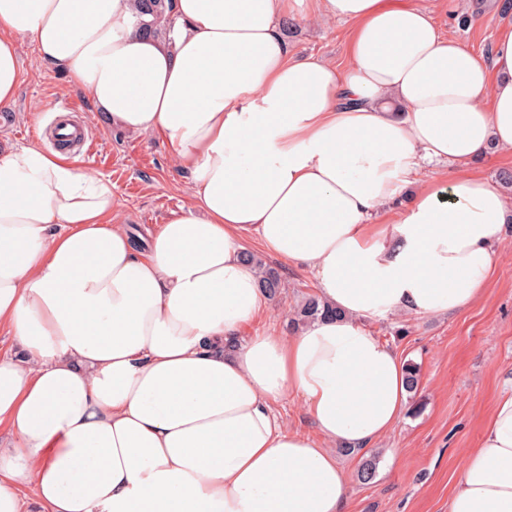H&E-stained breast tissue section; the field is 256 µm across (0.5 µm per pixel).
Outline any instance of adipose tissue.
Instances as JSON below:
<instances>
[{
  "label": "adipose tissue",
  "mask_w": 512,
  "mask_h": 512,
  "mask_svg": "<svg viewBox=\"0 0 512 512\" xmlns=\"http://www.w3.org/2000/svg\"><path fill=\"white\" fill-rule=\"evenodd\" d=\"M458 0H174L169 39L133 0H0V107L18 36L128 131L157 136L190 202L138 245L112 186L55 151L0 153V512H343L330 451L386 436L398 354L360 324L460 311L496 269L504 194L417 181L512 148V21L491 58L438 24ZM350 26L344 64L290 57L285 18ZM417 184L394 209L399 186ZM312 272L339 317L243 336L267 308L248 239ZM294 395L319 435L273 405ZM448 512H512V389Z\"/></svg>",
  "instance_id": "1"
}]
</instances>
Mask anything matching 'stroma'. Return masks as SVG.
Here are the masks:
<instances>
[{
	"label": "stroma",
	"mask_w": 512,
	"mask_h": 512,
	"mask_svg": "<svg viewBox=\"0 0 512 512\" xmlns=\"http://www.w3.org/2000/svg\"><path fill=\"white\" fill-rule=\"evenodd\" d=\"M281 30L294 58L346 59L345 23L291 20L282 22ZM448 32L473 52L491 55L493 27L469 5L449 20ZM17 44L22 80L11 107L14 124L0 129V151L35 144L48 148V141L35 134L37 125L58 105L75 103L80 120L92 132V149L73 158V166L109 180L117 214L135 237L147 238L189 201L188 180L173 166L167 144L128 132L96 112L88 95L69 86L61 71L38 64L29 37H19ZM497 250L495 272L467 309L363 320L371 335L403 361L417 364L420 385L408 394L394 429L365 452L349 454L334 446L350 476L345 512H448L462 459L477 447L497 394L512 386V223L506 225ZM264 262L279 273L284 289L245 333L291 335L294 310L305 296L316 293L317 282L302 267L269 256ZM365 457L377 460L376 474L367 483L357 478Z\"/></svg>",
	"instance_id": "35a3bbf8"
}]
</instances>
